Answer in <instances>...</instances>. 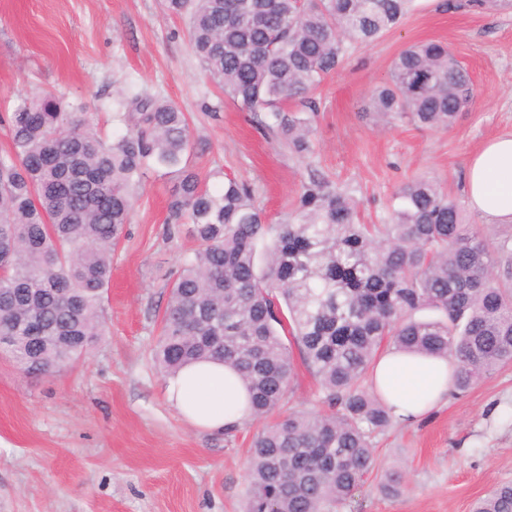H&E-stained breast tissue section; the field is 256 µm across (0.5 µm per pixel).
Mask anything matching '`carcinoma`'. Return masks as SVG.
<instances>
[{"instance_id": "cac0c4a2", "label": "carcinoma", "mask_w": 512, "mask_h": 512, "mask_svg": "<svg viewBox=\"0 0 512 512\" xmlns=\"http://www.w3.org/2000/svg\"><path fill=\"white\" fill-rule=\"evenodd\" d=\"M412 0H165L188 19L205 76L301 160L316 153L306 112L351 53L399 27ZM448 45L428 41L394 58L370 106L386 124L446 128L473 100ZM125 128L105 141L53 93L11 112L0 155V321L3 348L32 374L66 371L105 332L112 252L131 223L148 171L175 177L172 223L197 248L182 259L159 315L155 356L167 374L215 360L241 378L260 419L280 409L300 359L327 406L288 409L252 443L245 512H341L376 466L372 438L396 424L372 383L379 351L453 361L464 391L512 364V237L465 221L440 184L409 180L379 224L358 222L345 186L312 169L286 218L268 222L246 181L212 192L187 164L189 118L143 92ZM439 313L433 320L415 314ZM403 486L391 470L386 496ZM473 512H512L501 484Z\"/></svg>"}]
</instances>
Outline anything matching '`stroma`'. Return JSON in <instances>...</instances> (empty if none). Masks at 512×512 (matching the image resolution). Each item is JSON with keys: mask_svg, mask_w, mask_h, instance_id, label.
Here are the masks:
<instances>
[{"mask_svg": "<svg viewBox=\"0 0 512 512\" xmlns=\"http://www.w3.org/2000/svg\"><path fill=\"white\" fill-rule=\"evenodd\" d=\"M426 40L448 43L474 99L448 129H385L370 109L393 58ZM158 94L190 117L191 163L212 190L231 173L251 184L270 220L288 209L310 169L356 191L364 222L379 223L405 182L434 180L464 198L468 157L512 133V0H415L403 24L354 52L317 92L316 153L299 160L254 113L206 78L184 19L163 0H0V153L7 119L33 91L85 104L105 132L120 130L122 96ZM172 176L149 173L104 295L106 334L74 366L34 376L0 355V512H242L247 457L265 425L232 433L187 425L169 405L152 349L157 319L183 256L194 248L167 224ZM378 466L347 512H471L512 482V365L414 423L374 439ZM407 485L381 494L384 472Z\"/></svg>", "mask_w": 512, "mask_h": 512, "instance_id": "1", "label": "stroma"}]
</instances>
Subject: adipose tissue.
I'll return each instance as SVG.
<instances>
[{
	"instance_id": "1",
	"label": "adipose tissue",
	"mask_w": 512,
	"mask_h": 512,
	"mask_svg": "<svg viewBox=\"0 0 512 512\" xmlns=\"http://www.w3.org/2000/svg\"><path fill=\"white\" fill-rule=\"evenodd\" d=\"M463 179L472 211L488 223H512V135L487 141L468 159ZM449 361L391 351L374 368V384L397 420L415 422L446 400ZM169 403L193 427L221 431L249 421L246 391L220 362L188 366L167 376Z\"/></svg>"
}]
</instances>
